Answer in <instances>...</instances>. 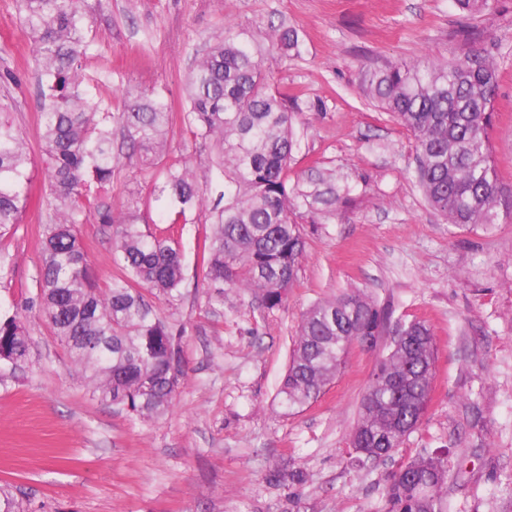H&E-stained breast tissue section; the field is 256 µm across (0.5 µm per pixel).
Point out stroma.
Here are the masks:
<instances>
[{
	"label": "stroma",
	"mask_w": 512,
	"mask_h": 512,
	"mask_svg": "<svg viewBox=\"0 0 512 512\" xmlns=\"http://www.w3.org/2000/svg\"><path fill=\"white\" fill-rule=\"evenodd\" d=\"M92 44L81 60L92 98L124 100L165 90L173 108L163 166L192 158L216 204L223 181L210 150L183 121V88L195 53L246 29L269 43L272 27L296 29L298 54L273 51L275 87L296 95L288 164L293 218L307 241L299 278L283 308L267 311L225 289L209 306L201 246L207 211L180 217L160 197L161 173L121 158L97 188L113 214L133 210L143 230L159 216L176 228L185 280L160 318L183 326L187 377L165 417L140 421L93 397L81 368L38 316L47 163L39 137L40 96L31 37L15 0H0V84L9 118L26 135L31 190L19 224L0 228V313L25 314L29 351L0 361V483L29 512H379L402 462L447 451L448 512H512V222L492 231L453 227L415 178L410 130L361 90L367 67L426 58H494L499 78L490 131L492 161L512 190V0L466 20L454 0H82ZM469 24L472 40L460 28ZM76 231L100 285L119 271L112 230L89 218ZM358 289L391 316L375 348L352 345L317 401L283 406L285 373L302 314ZM433 330L438 358L432 400L392 459L351 465L349 440L362 400L399 325ZM304 483L270 481L281 466Z\"/></svg>",
	"instance_id": "obj_1"
}]
</instances>
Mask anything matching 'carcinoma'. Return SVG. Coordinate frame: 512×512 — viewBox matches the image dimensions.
I'll list each match as a JSON object with an SVG mask.
<instances>
[{
	"label": "carcinoma",
	"instance_id": "carcinoma-1",
	"mask_svg": "<svg viewBox=\"0 0 512 512\" xmlns=\"http://www.w3.org/2000/svg\"><path fill=\"white\" fill-rule=\"evenodd\" d=\"M474 17L492 0H454ZM34 44L48 105L39 130L50 162V222L43 230L39 316L84 369L94 397L135 418L158 419L171 408L186 371L183 330L156 314L150 297L173 300L184 280L182 255L171 234H152L133 212L100 208L91 184H112L119 127L129 155L150 174L162 161L173 119L164 90L130 99L123 111L83 90L81 56L89 47V20L79 0H18ZM271 44L298 49L293 29L274 28ZM264 51L233 25L197 58L185 89L184 121L208 144L212 169L224 180V206L214 207L204 279L216 301L224 288L249 293L258 306L281 307L298 279L305 254L300 225L291 217L286 172L294 148L295 96L274 90L262 66ZM498 65L481 55L458 61L392 63L362 73L363 91L400 121L417 141L419 186L429 206L463 230L512 219V193L492 163L488 130ZM23 132L0 104V227L18 224L29 184ZM160 193L179 214L202 210L206 195L185 158L165 171ZM114 229L113 256L121 274L104 288L76 233L89 216ZM388 313L358 291L313 304L303 315L293 356L277 396L289 408L315 401L336 376L349 347L381 335ZM369 385L350 435L355 466L391 458L419 425L430 401L436 363L433 334L424 323L401 327ZM28 352L24 318L0 314V360L17 364ZM448 466L439 456L400 465L385 489L382 512H447ZM0 512H26L9 486L0 487Z\"/></svg>",
	"mask_w": 512,
	"mask_h": 512
}]
</instances>
